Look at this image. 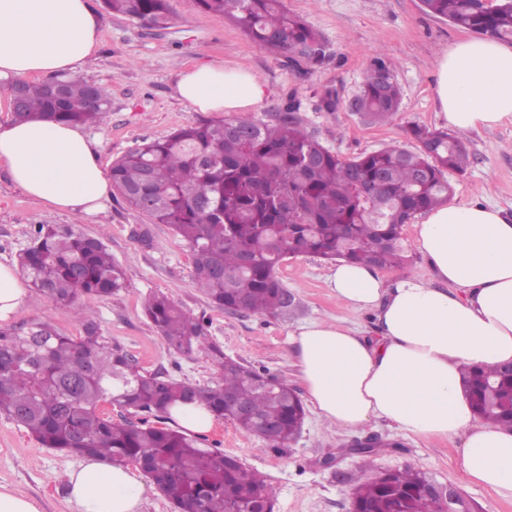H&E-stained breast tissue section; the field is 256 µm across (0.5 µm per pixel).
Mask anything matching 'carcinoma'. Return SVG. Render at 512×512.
Returning <instances> with one entry per match:
<instances>
[{
	"label": "carcinoma",
	"instance_id": "1",
	"mask_svg": "<svg viewBox=\"0 0 512 512\" xmlns=\"http://www.w3.org/2000/svg\"><path fill=\"white\" fill-rule=\"evenodd\" d=\"M195 2L223 14L260 47L310 66L329 57L322 35L288 12L283 0ZM102 3L149 26L165 28L171 19L169 0ZM421 7L479 36L512 41V0H421ZM25 87L19 121L90 125L110 105L103 87L77 78ZM355 99L371 123H386L399 111L401 90L384 55H373ZM405 134L415 148L392 143L345 159L307 131L290 106L266 122L224 119L145 142L113 162L112 187L150 223L170 226L187 243L194 281L214 307L231 310L242 302L249 313L275 316L286 311L277 269L290 256L380 269L410 261L402 226L448 201L446 174L464 173L470 154L462 138L444 130L414 124ZM19 266L34 288L62 305L126 287L125 271L102 239L71 225H38ZM144 309L170 349L208 354L219 381L191 384L139 368L85 307L78 337L43 319L25 329L0 327V416L47 448L139 466L175 512H261L274 498L264 478L237 461L224 462V453L203 447V438L167 426L170 409L197 404L223 419L224 396H235L250 416L237 415L233 423L253 433L261 421L277 424V438L267 446L280 450L301 430L303 401L283 382L270 386L273 376L224 360L204 317L186 314L163 294L146 299ZM462 386L480 419L512 428L511 375L500 367L468 368ZM105 400L135 420L114 423L101 415ZM423 478L414 469H398L387 483L357 484L352 495L368 512H444L423 491Z\"/></svg>",
	"mask_w": 512,
	"mask_h": 512
}]
</instances>
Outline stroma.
Listing matches in <instances>:
<instances>
[{
	"label": "stroma",
	"instance_id": "35a3bbf8",
	"mask_svg": "<svg viewBox=\"0 0 512 512\" xmlns=\"http://www.w3.org/2000/svg\"><path fill=\"white\" fill-rule=\"evenodd\" d=\"M283 2L327 40L331 56L322 66L309 70L285 54L256 46L223 15L201 10L195 0H170L172 18L164 29L145 27L92 0L101 18L100 43L81 77L109 93L108 112L86 129L99 145L104 168L137 145L180 127L219 120V113L197 111L175 95L179 73L201 62L250 70L268 88L265 101L251 111L252 119L267 121L283 108L294 107L307 130L344 158L405 142L411 124L446 129L436 94L437 59L466 38V30L425 14L420 0ZM377 52L390 63L402 101L390 121L370 125L347 103ZM326 87L341 100L336 111L319 107V93ZM462 138L471 164L464 174L450 175L453 199L489 202L512 212V124L469 131ZM38 224H73L87 235L103 236L114 261L126 271L127 286L117 295L93 297L86 304L96 312L103 333L149 372L200 385L218 380L205 354L188 357L168 348L143 312L142 302L152 292L164 293L184 312L205 316L207 332L225 356L269 371L299 391L304 385L294 367L291 332L314 321L339 319L368 333L374 327L373 312L353 311L336 300L327 284L331 263L312 255L289 257L277 270L294 297L287 313L259 316L214 308L195 284L189 247L168 225L149 223L112 196L93 215L49 211L16 187L0 165V262L17 263ZM38 318L49 320L65 335L82 333L75 307L56 304L33 289L9 323L19 328ZM369 436L381 441L379 451L345 453V446ZM205 445L239 458L271 484L273 512H349L356 482L405 467L456 486L475 512H512V500L472 482L461 468V439L406 433L384 421L349 432L324 424L311 412L288 449L274 452L264 449L257 436L223 419L206 432ZM328 457L333 460L329 467L323 464ZM78 462L77 456L43 447L24 428L0 417V484L37 500L41 512H73L67 473Z\"/></svg>",
	"mask_w": 512,
	"mask_h": 512
}]
</instances>
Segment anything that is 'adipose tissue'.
Returning a JSON list of instances; mask_svg holds the SVG:
<instances>
[{"label": "adipose tissue", "mask_w": 512, "mask_h": 512, "mask_svg": "<svg viewBox=\"0 0 512 512\" xmlns=\"http://www.w3.org/2000/svg\"><path fill=\"white\" fill-rule=\"evenodd\" d=\"M90 0H0V83L83 72L99 45ZM177 97L201 112H248L266 96L249 70L192 66ZM436 93L449 128L512 123V45L466 38L438 59ZM0 164L47 209L96 214L109 179L96 141L80 126L0 121ZM433 281L387 282L377 268L341 263L329 286L337 301L375 314L374 339L340 322L293 332L295 366L320 420L355 430L386 420L404 432L462 438L474 481L512 499V430L480 420L460 388L466 368L512 362V212L450 203L416 227ZM77 512H139L143 485L129 467L85 459L68 473Z\"/></svg>", "instance_id": "obj_1"}]
</instances>
